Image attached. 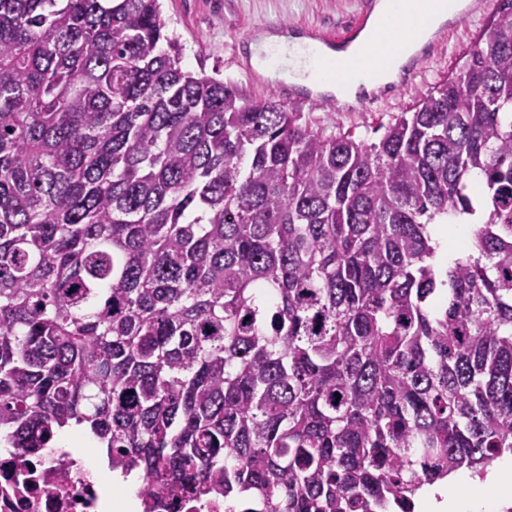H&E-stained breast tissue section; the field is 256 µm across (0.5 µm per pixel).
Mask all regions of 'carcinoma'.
I'll return each mask as SVG.
<instances>
[{
    "mask_svg": "<svg viewBox=\"0 0 512 512\" xmlns=\"http://www.w3.org/2000/svg\"><path fill=\"white\" fill-rule=\"evenodd\" d=\"M159 0H0V440L143 512H411L512 455V0L377 143L181 67ZM471 217L442 264L430 225Z\"/></svg>",
    "mask_w": 512,
    "mask_h": 512,
    "instance_id": "cac0c4a2",
    "label": "carcinoma"
}]
</instances>
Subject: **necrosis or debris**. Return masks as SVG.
Segmentation results:
<instances>
[{
  "mask_svg": "<svg viewBox=\"0 0 512 512\" xmlns=\"http://www.w3.org/2000/svg\"><path fill=\"white\" fill-rule=\"evenodd\" d=\"M0 512H128L85 463L80 449L29 459L0 448Z\"/></svg>",
  "mask_w": 512,
  "mask_h": 512,
  "instance_id": "4bbe7bcc",
  "label": "necrosis or debris"
}]
</instances>
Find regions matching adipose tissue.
<instances>
[{"label": "adipose tissue", "mask_w": 512, "mask_h": 512, "mask_svg": "<svg viewBox=\"0 0 512 512\" xmlns=\"http://www.w3.org/2000/svg\"><path fill=\"white\" fill-rule=\"evenodd\" d=\"M463 8L464 0H377L359 37L341 49L323 48L321 65L303 59L301 50L310 40L302 35L265 32L251 50L286 51L277 78L352 100L396 81L408 60ZM368 64L373 67L372 77H361ZM464 484L466 493L442 499L438 512H493L499 500L512 494V459L499 462L486 480L468 478Z\"/></svg>", "instance_id": "ef3b65f1"}]
</instances>
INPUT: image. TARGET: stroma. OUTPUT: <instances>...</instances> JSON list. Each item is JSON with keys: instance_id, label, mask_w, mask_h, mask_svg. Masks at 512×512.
Listing matches in <instances>:
<instances>
[{"instance_id": "obj_1", "label": "stroma", "mask_w": 512, "mask_h": 512, "mask_svg": "<svg viewBox=\"0 0 512 512\" xmlns=\"http://www.w3.org/2000/svg\"><path fill=\"white\" fill-rule=\"evenodd\" d=\"M376 0H160L170 34L184 47V70L233 81L245 98H277L278 80L257 84L247 79L242 64L251 62V42L262 30L312 36L353 26ZM488 16L449 22L441 52L425 59L408 89L375 94L370 112L332 111L329 104L301 106V118L312 129L331 134L351 132L366 143L380 140L386 126L417 100L448 78L466 61L468 51L486 29Z\"/></svg>"}]
</instances>
